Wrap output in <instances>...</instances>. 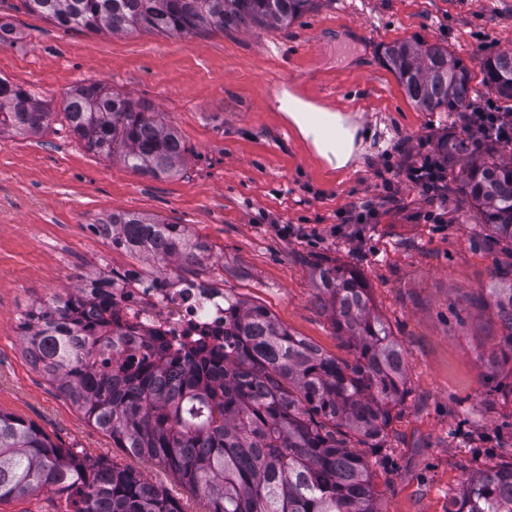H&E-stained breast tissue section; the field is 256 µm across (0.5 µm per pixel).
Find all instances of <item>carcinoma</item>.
Instances as JSON below:
<instances>
[{
	"label": "carcinoma",
	"instance_id": "obj_1",
	"mask_svg": "<svg viewBox=\"0 0 512 512\" xmlns=\"http://www.w3.org/2000/svg\"><path fill=\"white\" fill-rule=\"evenodd\" d=\"M65 30L188 36L228 29H286L317 0H21ZM384 65L424 112L459 115L472 99L471 72L439 44L395 42ZM483 81L512 98V52L480 61ZM54 113L0 78V134H36ZM64 120L88 149L153 178L180 173L186 147L145 100L99 83L74 88ZM490 138H459L462 189L478 210L474 235L512 257V157ZM112 244L159 261L194 266L208 250L178 224L135 212L105 222ZM317 302L353 359L327 354L292 334L262 305L224 293V345L160 342L140 357L113 340L115 320L86 305L108 284L41 303L22 328L25 352L118 448L164 466L207 502V512H379L370 463L355 439L379 448L391 411L405 398L407 361L386 323L371 310L358 271L329 261L313 267ZM489 289L504 347L491 370L512 364V262L495 266ZM50 489L62 512H185L141 471L82 456L40 428L0 413V501ZM448 512H512V463L486 466Z\"/></svg>",
	"mask_w": 512,
	"mask_h": 512
}]
</instances>
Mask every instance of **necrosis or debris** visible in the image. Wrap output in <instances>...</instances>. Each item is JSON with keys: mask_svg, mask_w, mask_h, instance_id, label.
Listing matches in <instances>:
<instances>
[{"mask_svg": "<svg viewBox=\"0 0 512 512\" xmlns=\"http://www.w3.org/2000/svg\"><path fill=\"white\" fill-rule=\"evenodd\" d=\"M106 302L121 326V347L159 340L176 346L190 336H224V288L162 269L150 283L135 270L104 268Z\"/></svg>", "mask_w": 512, "mask_h": 512, "instance_id": "obj_1", "label": "necrosis or debris"}]
</instances>
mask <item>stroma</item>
Instances as JSON below:
<instances>
[{
	"label": "stroma",
	"mask_w": 512,
	"mask_h": 512,
	"mask_svg": "<svg viewBox=\"0 0 512 512\" xmlns=\"http://www.w3.org/2000/svg\"><path fill=\"white\" fill-rule=\"evenodd\" d=\"M19 34L0 46V77L63 111L75 86L98 82L150 101L186 148L180 174L154 179L88 151L63 121L38 135H0V412L23 417L62 447L142 471L185 512L203 500L160 465L129 456L30 364L20 323L33 305L65 299L102 263L151 278L157 261L92 232L119 211L161 217L207 241L186 268L266 307L289 331L351 359L317 307L312 266L356 268L374 312L407 357L402 405L381 449L368 452L379 512H448L484 466L512 461V406L496 391L512 368H484L499 342L487 298L496 263L459 213L471 205L458 163L437 209L406 177L410 165L467 136L465 116L423 112L382 62L384 46L425 41L462 59L475 101L512 110L483 86L480 62L512 50V0H318L285 30L196 35L66 31L0 0ZM308 97L355 126V160L331 167L280 107ZM373 202L371 224L339 217Z\"/></svg>",
	"instance_id": "35a3bbf8"
}]
</instances>
